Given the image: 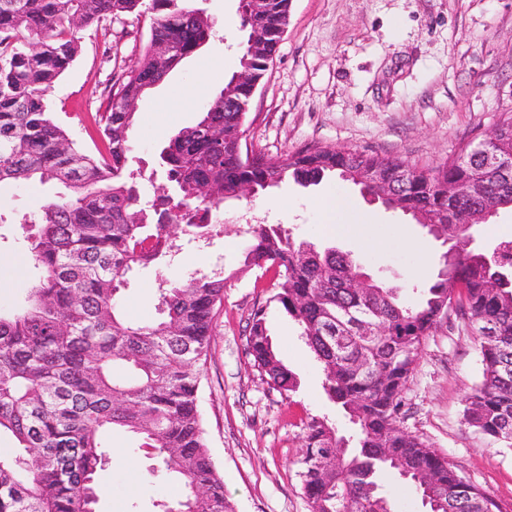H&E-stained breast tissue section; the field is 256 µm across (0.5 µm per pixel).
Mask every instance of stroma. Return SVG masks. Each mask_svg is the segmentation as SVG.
Returning <instances> with one entry per match:
<instances>
[{
	"mask_svg": "<svg viewBox=\"0 0 512 512\" xmlns=\"http://www.w3.org/2000/svg\"><path fill=\"white\" fill-rule=\"evenodd\" d=\"M214 36L137 103L129 133L132 166L152 198L165 184L158 153L178 129L194 124L224 85L206 68H239L244 37L239 0H203ZM148 18L125 14L80 33L81 52L48 94V106L88 151L102 145L94 118L113 86L139 61ZM512 112V0H291L289 24L274 63L249 105L246 138L275 158L315 145L398 156L430 168L468 143L486 138ZM338 189L373 222L366 242L322 224L319 201ZM56 186L28 183L0 189V307L30 284L19 221L36 213ZM222 232L204 248L184 242L169 277L223 268L224 302L200 366L199 407L209 452L235 512H310L298 476L308 417L325 416L343 435L347 419L324 391L325 372L286 314L270 311L280 359L299 389L290 399L269 389L251 363L246 326L276 282L274 272L245 267L252 224H278L295 240L336 247L374 277L415 301V280L436 271L441 248L401 213L368 203L337 178L303 188L286 181L266 195L225 202ZM128 317L157 315L155 270H136L123 294ZM482 374L479 338L462 316L428 337L404 391L403 427L446 456L471 484L512 512V447L491 441L464 420L465 398ZM120 449L99 475L98 512H155L180 496L181 485L153 473L145 449L121 433Z\"/></svg>",
	"mask_w": 512,
	"mask_h": 512,
	"instance_id": "1",
	"label": "stroma"
}]
</instances>
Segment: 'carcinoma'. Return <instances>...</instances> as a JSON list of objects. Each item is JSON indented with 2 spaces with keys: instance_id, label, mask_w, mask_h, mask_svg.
Returning <instances> with one entry per match:
<instances>
[{
  "instance_id": "obj_1",
  "label": "carcinoma",
  "mask_w": 512,
  "mask_h": 512,
  "mask_svg": "<svg viewBox=\"0 0 512 512\" xmlns=\"http://www.w3.org/2000/svg\"><path fill=\"white\" fill-rule=\"evenodd\" d=\"M239 69L264 78L276 56L289 0H240ZM150 19L137 64L99 117L104 149L89 153L60 126L47 96L81 50L78 32L126 13ZM206 11L188 0H0V186L37 180L62 188L20 222L34 283L0 312V512H97L98 477L109 464L106 438L123 432L152 450L158 468L184 486L160 512H232L207 446L198 402L224 269L172 280L164 274L179 237L206 242L220 209L248 185L265 191L290 178L302 187L337 176L372 192L383 181L387 209L432 237L465 240L486 210L512 208V116L497 142L430 169L393 156L313 146L269 158L243 143L247 113L226 109L249 89L231 75L192 126L176 131L159 157L171 189L143 201L128 133L135 113L122 102L165 81L211 38ZM464 189L453 205L443 188ZM245 265L277 273L275 292L253 310L247 345L253 366L281 396L298 389L279 359L269 310L288 315L326 373L328 398L352 416L357 446L336 451V426L311 416L298 476L311 512H391L381 476L396 471L439 501L430 512H501L448 459L401 426L402 394L420 351L453 311L480 336L482 379L466 397V423L512 447V241L488 254L461 247L446 273L421 285L409 304L399 287L352 281L362 267L348 253L297 242L280 226L255 224ZM154 266L157 317L126 318L123 291L140 267ZM116 365L127 376L113 373Z\"/></svg>"
}]
</instances>
